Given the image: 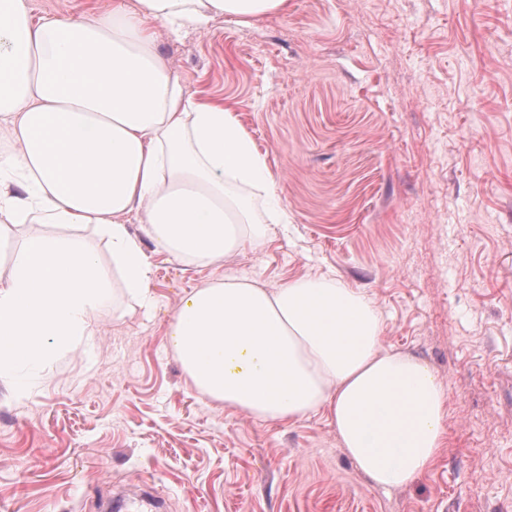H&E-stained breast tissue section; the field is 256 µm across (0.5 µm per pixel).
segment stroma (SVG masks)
<instances>
[{
    "mask_svg": "<svg viewBox=\"0 0 512 512\" xmlns=\"http://www.w3.org/2000/svg\"><path fill=\"white\" fill-rule=\"evenodd\" d=\"M157 42L236 114L289 221L208 266L143 240L152 309L98 312L23 399L0 378V512L143 489L169 512H512V0H290ZM320 275L445 387L447 445L407 487L372 489L325 416L263 422L198 395L169 349L193 289Z\"/></svg>",
    "mask_w": 512,
    "mask_h": 512,
    "instance_id": "obj_1",
    "label": "stroma"
}]
</instances>
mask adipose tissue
Listing matches in <instances>:
<instances>
[{
    "mask_svg": "<svg viewBox=\"0 0 512 512\" xmlns=\"http://www.w3.org/2000/svg\"><path fill=\"white\" fill-rule=\"evenodd\" d=\"M288 3L112 0L91 18L36 21L30 0H0V247L31 228L0 276V375L41 371L117 299L153 307L129 215L188 265L218 263L287 223L280 208L255 223L256 197H275L265 158L223 103L188 94L153 25L176 35L228 16L247 26ZM87 231L106 241L111 267ZM382 331L372 302L336 279L227 278L181 299L169 336L200 395L264 422L326 413L370 486L391 491L434 464L448 406L437 374L384 347Z\"/></svg>",
    "mask_w": 512,
    "mask_h": 512,
    "instance_id": "adipose-tissue-1",
    "label": "adipose tissue"
}]
</instances>
